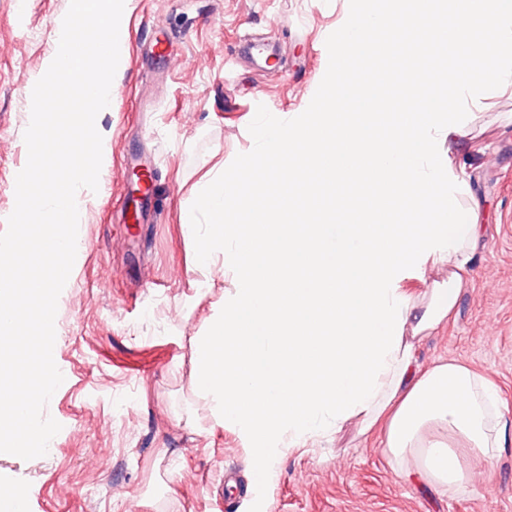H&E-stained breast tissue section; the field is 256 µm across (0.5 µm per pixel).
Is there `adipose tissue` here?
Listing matches in <instances>:
<instances>
[{
	"mask_svg": "<svg viewBox=\"0 0 512 512\" xmlns=\"http://www.w3.org/2000/svg\"><path fill=\"white\" fill-rule=\"evenodd\" d=\"M414 22L411 0H387L364 21H349L347 43L368 45V60L387 84L401 86L411 106L396 112L379 87L346 80L350 113L333 104L302 120L263 122L259 149L239 173H216L198 196L206 224L188 225L201 251L193 273L206 284L213 267L231 274L224 305L197 351L195 385L215 424L232 426L250 454L257 486L275 475L289 450L340 433L354 422L380 430L391 469L440 494L466 485L463 455L492 458L508 425L487 375L440 357L420 364L419 344L455 314L482 226L459 203L464 174L443 178L429 160L437 139L461 152L470 134L456 120L474 98L484 70L460 73L461 98L441 120L420 96L414 60L431 38L426 23L442 20L457 54L498 59L512 84V0H482L476 15L457 0H423ZM346 142L375 168H349L337 154ZM308 162L330 190L371 186L342 224L309 206L299 172ZM404 211L426 222L411 241L390 232ZM444 266L447 280L413 292L406 280Z\"/></svg>",
	"mask_w": 512,
	"mask_h": 512,
	"instance_id": "1",
	"label": "adipose tissue"
}]
</instances>
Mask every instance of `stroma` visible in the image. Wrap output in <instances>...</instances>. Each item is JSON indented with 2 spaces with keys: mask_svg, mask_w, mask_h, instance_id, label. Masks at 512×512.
<instances>
[{
  "mask_svg": "<svg viewBox=\"0 0 512 512\" xmlns=\"http://www.w3.org/2000/svg\"><path fill=\"white\" fill-rule=\"evenodd\" d=\"M0 0V233L26 164L30 83L55 48L70 0ZM360 0H125L127 39L111 107L96 118L109 148L78 226L58 299L54 360L64 376L44 413L61 426L46 455L0 453V482L23 484L28 512H512V433L449 496L397 476L381 435L355 426L288 453L265 500L253 492L239 433L214 424L194 389L195 344L224 299L214 268L199 292L187 267L202 223L196 191L258 146L261 119L308 116L330 99L336 41ZM164 30L184 61L155 79L142 53ZM458 162L483 232L457 314L418 359H461L499 388L512 421V87L487 80ZM157 160L152 221L123 218L133 169Z\"/></svg>",
  "mask_w": 512,
  "mask_h": 512,
  "instance_id": "stroma-1",
  "label": "stroma"
}]
</instances>
